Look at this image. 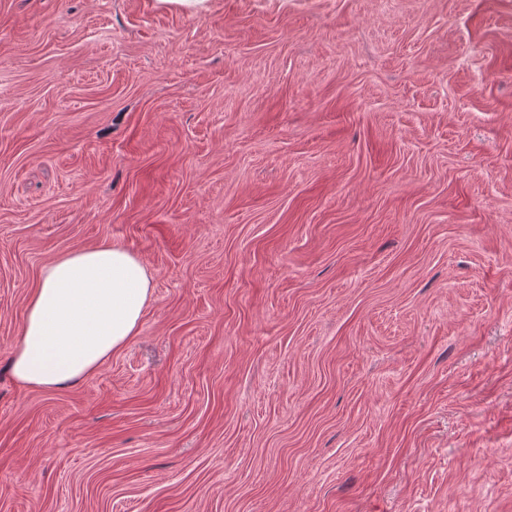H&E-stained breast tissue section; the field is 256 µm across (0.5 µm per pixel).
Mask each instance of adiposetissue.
Returning <instances> with one entry per match:
<instances>
[{
	"mask_svg": "<svg viewBox=\"0 0 512 512\" xmlns=\"http://www.w3.org/2000/svg\"><path fill=\"white\" fill-rule=\"evenodd\" d=\"M152 288L142 261L126 248L61 254L43 266L26 303L14 377L43 389L83 379L138 334Z\"/></svg>",
	"mask_w": 512,
	"mask_h": 512,
	"instance_id": "ef3b65f1",
	"label": "adipose tissue"
}]
</instances>
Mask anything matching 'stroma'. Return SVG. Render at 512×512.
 Instances as JSON below:
<instances>
[{
	"label": "stroma",
	"mask_w": 512,
	"mask_h": 512,
	"mask_svg": "<svg viewBox=\"0 0 512 512\" xmlns=\"http://www.w3.org/2000/svg\"><path fill=\"white\" fill-rule=\"evenodd\" d=\"M99 245L138 335L18 384ZM0 512H512V0H0ZM152 288L142 261L124 247L61 254L43 266L26 303L14 377L43 389L83 379L138 334Z\"/></svg>",
	"instance_id": "35a3bbf8"
}]
</instances>
